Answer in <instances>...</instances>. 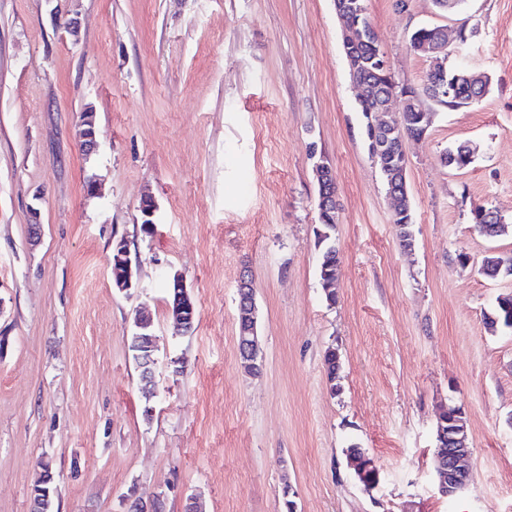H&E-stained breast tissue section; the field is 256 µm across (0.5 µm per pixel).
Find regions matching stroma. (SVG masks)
Masks as SVG:
<instances>
[{
	"label": "stroma",
	"instance_id": "stroma-1",
	"mask_svg": "<svg viewBox=\"0 0 512 512\" xmlns=\"http://www.w3.org/2000/svg\"><path fill=\"white\" fill-rule=\"evenodd\" d=\"M366 7L397 87L421 88L431 68L408 46L421 26L476 28L448 63L489 79L479 103L436 109L407 143L410 254L363 139L333 0H0V512H31L45 456L55 512H128L131 493L162 512L193 496L205 512H282L288 486L298 512H512V331L487 324L512 277L478 270L512 253V0ZM461 142L472 163L445 166ZM318 153L336 172L332 304ZM479 205L504 217V235L478 233ZM119 240L127 291L111 277ZM244 271L254 376L237 347ZM176 274L197 304L187 332L167 303ZM142 307L157 344L149 397L130 348ZM448 405L466 418L472 475L446 498L433 452ZM353 444L376 461L375 489L347 464ZM84 110L81 113L80 129H79V142L83 154L89 155L95 152L97 148V139L95 126L92 120V113ZM319 208V228L316 230V247L321 252V263L319 268V277L322 283V288L325 293L327 302L335 303L336 301V288H330L336 285L339 271V250L336 246V226L335 222L321 220ZM126 244L123 241H118L115 244V250L114 254L116 255L115 258L112 257L111 261V272H112V264H118L122 270L121 276L117 282H114L117 288L120 290H129L133 287L134 284V272L132 269V264L128 256L127 247L124 248ZM237 288L240 296L246 298L243 305L240 307L242 316L248 324V329L240 336L243 355L249 358L250 363L256 370L261 371L262 360L259 356L258 336L256 334L257 306L251 280H249L245 274L241 275L238 280Z\"/></svg>",
	"mask_w": 512,
	"mask_h": 512
}]
</instances>
